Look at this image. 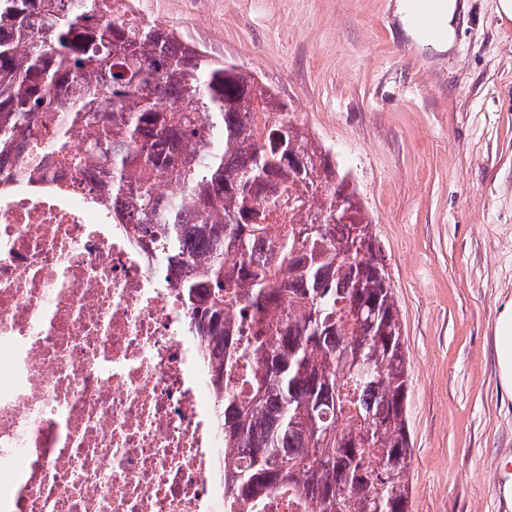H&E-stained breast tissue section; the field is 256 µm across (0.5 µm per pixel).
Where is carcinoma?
I'll return each mask as SVG.
<instances>
[{"label":"carcinoma","mask_w":512,"mask_h":512,"mask_svg":"<svg viewBox=\"0 0 512 512\" xmlns=\"http://www.w3.org/2000/svg\"><path fill=\"white\" fill-rule=\"evenodd\" d=\"M131 2L0 0V161L98 172L151 244L224 393V512L274 492L408 512L401 325L346 176L270 89Z\"/></svg>","instance_id":"obj_1"}]
</instances>
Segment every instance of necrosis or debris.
Wrapping results in <instances>:
<instances>
[{"label":"necrosis or debris","instance_id":"obj_1","mask_svg":"<svg viewBox=\"0 0 512 512\" xmlns=\"http://www.w3.org/2000/svg\"><path fill=\"white\" fill-rule=\"evenodd\" d=\"M72 180L0 196V512H224L235 457L176 290Z\"/></svg>","mask_w":512,"mask_h":512}]
</instances>
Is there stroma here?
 <instances>
[{"label":"stroma","instance_id":"obj_1","mask_svg":"<svg viewBox=\"0 0 512 512\" xmlns=\"http://www.w3.org/2000/svg\"><path fill=\"white\" fill-rule=\"evenodd\" d=\"M140 18L270 88L348 175L404 339L411 512H512V21L468 0L452 56L405 40L394 0H138ZM496 360L502 386L512 395V303L498 318Z\"/></svg>","mask_w":512,"mask_h":512}]
</instances>
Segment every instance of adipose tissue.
Listing matches in <instances>:
<instances>
[{
  "instance_id": "obj_1",
  "label": "adipose tissue",
  "mask_w": 512,
  "mask_h": 512,
  "mask_svg": "<svg viewBox=\"0 0 512 512\" xmlns=\"http://www.w3.org/2000/svg\"><path fill=\"white\" fill-rule=\"evenodd\" d=\"M467 11L468 0H445L439 13L421 20L414 12L412 0H396L395 4L405 36L415 47L435 53L454 52Z\"/></svg>"
}]
</instances>
